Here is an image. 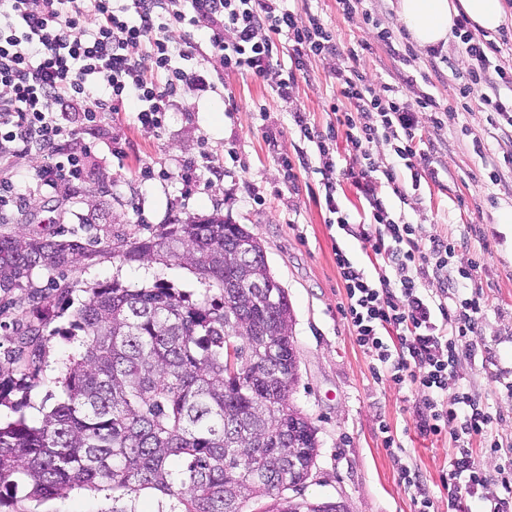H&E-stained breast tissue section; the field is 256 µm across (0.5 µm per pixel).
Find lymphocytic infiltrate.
Instances as JSON below:
<instances>
[{
  "instance_id": "f902f5d3",
  "label": "lymphocytic infiltrate",
  "mask_w": 512,
  "mask_h": 512,
  "mask_svg": "<svg viewBox=\"0 0 512 512\" xmlns=\"http://www.w3.org/2000/svg\"><path fill=\"white\" fill-rule=\"evenodd\" d=\"M179 28L183 41H173ZM202 33L228 72L271 80L279 97L291 100L307 60L336 54L331 33L321 19L301 14L283 0H0V158L24 153L36 160L37 185L81 180L88 159L82 136L98 114L118 112L134 102L138 122L161 128L177 84L205 85L206 78L189 62ZM454 34L472 59L466 80L489 82L488 111L512 125V103L500 86H512V71L498 68L488 81V50L494 42L474 37L466 15L455 20ZM369 43L350 48L333 77L337 96L330 110L335 126L312 127L304 112L291 120L305 143L296 157L280 156L287 173L311 169L321 176L329 223L358 238L379 258L376 277H369L344 250L336 252V268L346 302L341 314L357 344L371 354L376 373L419 398V431L447 436L454 457L443 486L448 512H465L477 499L481 512H512V459L489 477L475 462L470 442L487 439L497 450L493 429L502 416L471 392L469 384L449 390L460 355L487 304L469 292V269L452 264L455 246L426 232L423 225L394 218L378 191L386 184L400 202L408 194L399 170L379 167L371 148L385 145L420 184L431 159L416 149L418 114L431 110L433 128L444 125L439 105L429 96L409 101L398 87L375 85L360 58ZM287 53L288 69L275 68ZM345 134L351 161L338 168L333 143ZM349 181L369 205V220L352 224L339 199Z\"/></svg>"
}]
</instances>
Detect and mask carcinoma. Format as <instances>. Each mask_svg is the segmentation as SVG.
<instances>
[{
	"label": "carcinoma",
	"instance_id": "carcinoma-1",
	"mask_svg": "<svg viewBox=\"0 0 512 512\" xmlns=\"http://www.w3.org/2000/svg\"><path fill=\"white\" fill-rule=\"evenodd\" d=\"M245 238L256 259L241 267L224 241ZM105 252L64 234L0 233V291L24 287L34 270L64 271ZM126 264L186 269L205 284L197 297L161 278L141 288L99 283L73 314L78 343L58 377L61 392L35 422H0V500L23 488L28 500L75 490L112 493V512H336L304 499L318 456L317 428L291 407L298 381L293 310L276 286L260 242L215 213L164 224L112 247ZM47 341L35 325L11 355L19 382L38 381ZM296 466L294 488L288 467ZM294 495L285 497L283 492Z\"/></svg>",
	"mask_w": 512,
	"mask_h": 512
}]
</instances>
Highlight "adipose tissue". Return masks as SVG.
<instances>
[{
	"label": "adipose tissue",
	"mask_w": 512,
	"mask_h": 512,
	"mask_svg": "<svg viewBox=\"0 0 512 512\" xmlns=\"http://www.w3.org/2000/svg\"><path fill=\"white\" fill-rule=\"evenodd\" d=\"M466 14L479 30L494 31L507 19L505 0H397L396 14L411 41L425 52L448 42L455 19Z\"/></svg>",
	"instance_id": "obj_1"
}]
</instances>
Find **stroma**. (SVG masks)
Masks as SVG:
<instances>
[{
	"instance_id": "35a3bbf8",
	"label": "stroma",
	"mask_w": 512,
	"mask_h": 512,
	"mask_svg": "<svg viewBox=\"0 0 512 512\" xmlns=\"http://www.w3.org/2000/svg\"><path fill=\"white\" fill-rule=\"evenodd\" d=\"M394 3L360 0L358 13L348 18L336 0H288L290 9L317 14L340 50L370 43L362 64L375 83L396 85L403 75H412L415 93L430 94L453 112L436 138L429 113L419 115V147L433 155L437 175L421 180L413 193L415 206L400 203L389 187L380 193L388 197L395 216L454 237L455 265L472 268L468 287L489 304L473 351L460 358L456 372L503 416L496 427L497 453L486 451L482 439L473 441L474 457L491 474L500 458L512 456V223L501 221L512 210V126L487 122L486 85L472 86L468 97L460 96L461 76L471 60L461 53L456 37H449L443 49L444 62L431 63L419 53L407 67L375 41L362 11H371L397 42L409 43ZM197 61L209 89L178 85L161 132L144 129L133 113L123 112L107 116L103 130L85 134L92 148L85 181L54 190L37 187L35 160L14 157L16 188L40 194L42 201L0 212V231L53 236L63 230L95 238L98 248L108 250L130 234L148 236L161 225L216 211L244 225L262 243L293 309L299 379L290 403L316 426L319 441L304 498L341 503L345 512H415L416 491L400 479L401 470L411 468L421 474L438 512H448L442 478L454 454L452 443L419 432L413 395L375 376L373 359L357 345L339 312L345 290L336 248L348 251L371 276L375 257L359 240L327 223L320 174L301 169L290 183L278 163L279 155H295L301 145L289 112L301 109L321 128L330 122L334 59H310L291 101L279 98L270 82L224 72L212 53ZM93 199L105 202L107 216L91 209ZM158 277L197 295L203 291L197 277L180 267L146 268L106 258L52 278L34 271L28 288L0 295V377L12 374L7 353L24 325L34 323L52 334L40 382L12 391L0 417H12L11 406L17 403L29 419H38L46 396L58 393L56 381L74 346L67 334L72 312L85 300L87 288L114 279L135 288ZM55 280L75 289L63 303L49 304L43 297ZM388 432L400 437L403 451L386 448Z\"/></svg>"
}]
</instances>
